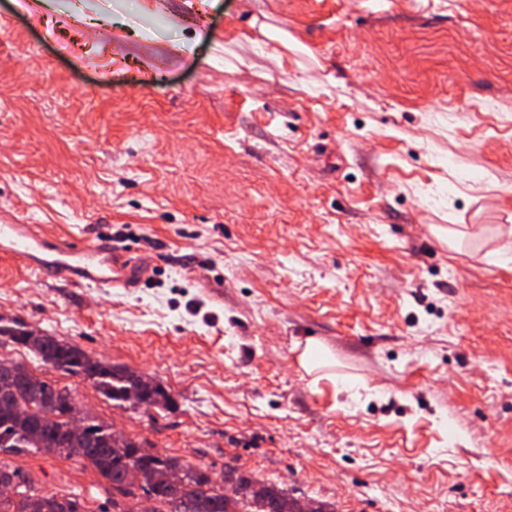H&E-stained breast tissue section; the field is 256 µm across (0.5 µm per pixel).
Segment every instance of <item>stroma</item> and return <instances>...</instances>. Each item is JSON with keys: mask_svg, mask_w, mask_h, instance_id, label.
Here are the masks:
<instances>
[{"mask_svg": "<svg viewBox=\"0 0 512 512\" xmlns=\"http://www.w3.org/2000/svg\"><path fill=\"white\" fill-rule=\"evenodd\" d=\"M0 224L150 260L109 289L0 256L1 318L172 395L0 345L114 430L336 512H512V0H0Z\"/></svg>", "mask_w": 512, "mask_h": 512, "instance_id": "obj_1", "label": "stroma"}]
</instances>
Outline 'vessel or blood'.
I'll list each match as a JSON object with an SVG mask.
<instances>
[{
	"label": "vessel or blood",
	"instance_id": "vessel-or-blood-1",
	"mask_svg": "<svg viewBox=\"0 0 512 512\" xmlns=\"http://www.w3.org/2000/svg\"><path fill=\"white\" fill-rule=\"evenodd\" d=\"M0 253L33 272L79 287L131 288L146 274L134 244L80 234L52 238L31 224H1Z\"/></svg>",
	"mask_w": 512,
	"mask_h": 512
}]
</instances>
